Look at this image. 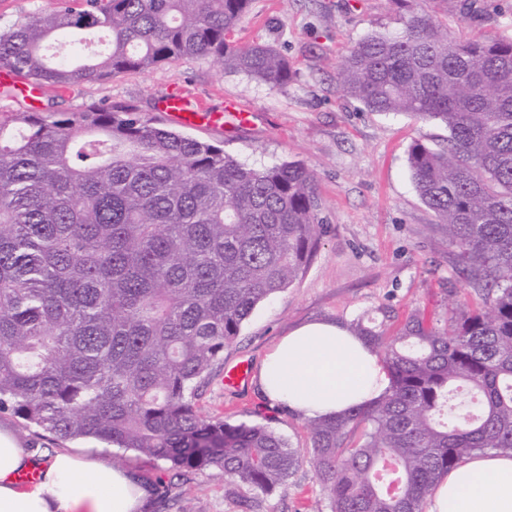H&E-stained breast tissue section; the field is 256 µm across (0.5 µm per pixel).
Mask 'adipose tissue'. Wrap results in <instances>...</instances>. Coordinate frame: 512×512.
Listing matches in <instances>:
<instances>
[{
    "label": "adipose tissue",
    "mask_w": 512,
    "mask_h": 512,
    "mask_svg": "<svg viewBox=\"0 0 512 512\" xmlns=\"http://www.w3.org/2000/svg\"><path fill=\"white\" fill-rule=\"evenodd\" d=\"M279 409L314 418L372 402L388 390L379 354L339 322H311L265 355L258 378ZM39 465L29 488L16 476ZM152 492L133 472L82 450L34 455L0 427V512H148ZM427 512H512V456L496 451L466 458L427 498Z\"/></svg>",
    "instance_id": "adipose-tissue-1"
}]
</instances>
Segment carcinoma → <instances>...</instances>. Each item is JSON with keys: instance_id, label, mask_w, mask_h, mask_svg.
Segmentation results:
<instances>
[{"instance_id": "1", "label": "carcinoma", "mask_w": 512, "mask_h": 512, "mask_svg": "<svg viewBox=\"0 0 512 512\" xmlns=\"http://www.w3.org/2000/svg\"><path fill=\"white\" fill-rule=\"evenodd\" d=\"M250 0H71L0 31V69L40 88L212 58L272 88L288 60L231 41ZM356 43L337 82L369 112L439 121L448 147L409 149L416 191L448 226L467 285L444 325L395 336L352 324L391 376L379 400L309 418L330 512H424L464 458L512 455V38L450 39L407 10ZM314 176L255 168L131 104L0 121V411L63 443L94 438L217 469L262 494L302 463L263 425L193 407L255 308L304 273L319 244Z\"/></svg>"}]
</instances>
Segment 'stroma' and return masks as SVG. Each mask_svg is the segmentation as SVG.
I'll return each instance as SVG.
<instances>
[{"label":"stroma","mask_w":512,"mask_h":512,"mask_svg":"<svg viewBox=\"0 0 512 512\" xmlns=\"http://www.w3.org/2000/svg\"><path fill=\"white\" fill-rule=\"evenodd\" d=\"M470 3L469 15L445 0H412L411 6L447 24L452 38L512 37V0ZM400 14L393 0H251L233 39L275 44L293 71L288 85L278 89L226 71L212 59L186 57L144 75L45 91L42 105L50 111L127 103L162 122L167 116L155 112L154 105L175 87L216 109L233 99L254 112L251 127L216 131L186 126L183 134L223 143L228 153L251 166L295 161L313 174L321 200L318 250L291 288L259 305L244 323L224 351L225 366L245 362L258 372L278 339L307 322H379L387 315L401 321L420 313L440 326L455 303L480 302L478 291L460 278L448 228L421 201L408 165L414 141L442 149L447 128L408 114L365 111L336 85V67L347 50L367 34L397 30ZM195 403L208 418L269 425L305 451L285 485L269 494L251 493L253 512H329L308 456L305 418L270 406L254 381L226 387L223 368L215 369ZM82 445L148 485L166 484L167 498L154 503L152 512H240L237 497L229 494L217 470L176 476L164 463L135 452L106 448L92 439Z\"/></svg>","instance_id":"1"}]
</instances>
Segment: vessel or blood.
<instances>
[{"instance_id":"obj_1","label":"vessel or blood","mask_w":512,"mask_h":512,"mask_svg":"<svg viewBox=\"0 0 512 512\" xmlns=\"http://www.w3.org/2000/svg\"><path fill=\"white\" fill-rule=\"evenodd\" d=\"M160 108L173 120L184 125L220 130L227 125L247 128L252 124V111L237 101L229 99L225 101L223 109L210 110L202 103L192 102L184 90L178 87L167 92L160 101Z\"/></svg>"}]
</instances>
